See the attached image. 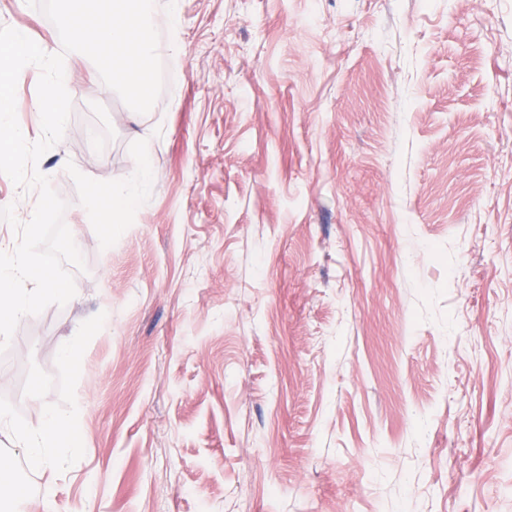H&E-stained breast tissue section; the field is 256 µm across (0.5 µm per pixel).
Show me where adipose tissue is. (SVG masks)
<instances>
[{
    "label": "adipose tissue",
    "mask_w": 512,
    "mask_h": 512,
    "mask_svg": "<svg viewBox=\"0 0 512 512\" xmlns=\"http://www.w3.org/2000/svg\"><path fill=\"white\" fill-rule=\"evenodd\" d=\"M152 154L150 141H143L139 158V175L136 179L118 186L93 188L89 194L90 204L107 216L110 223L121 221L122 212L134 209L151 187V174L148 166ZM0 428L13 431L18 445L25 450V458L30 469L45 471L55 461L54 450L67 436L70 423L59 416L49 417L37 430H30L13 424L8 410H0Z\"/></svg>",
    "instance_id": "1"
}]
</instances>
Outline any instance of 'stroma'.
<instances>
[{"instance_id": "stroma-1", "label": "stroma", "mask_w": 512, "mask_h": 512, "mask_svg": "<svg viewBox=\"0 0 512 512\" xmlns=\"http://www.w3.org/2000/svg\"><path fill=\"white\" fill-rule=\"evenodd\" d=\"M152 110L70 76L86 264L0 408L60 512H512V0H155ZM152 187L109 231L92 187ZM72 361L61 358L72 338ZM0 428L13 431L18 445L25 448V458L30 469L45 471L55 462L54 450L67 436L70 422L59 416H50L38 430L13 424L10 412L0 410Z\"/></svg>"}]
</instances>
